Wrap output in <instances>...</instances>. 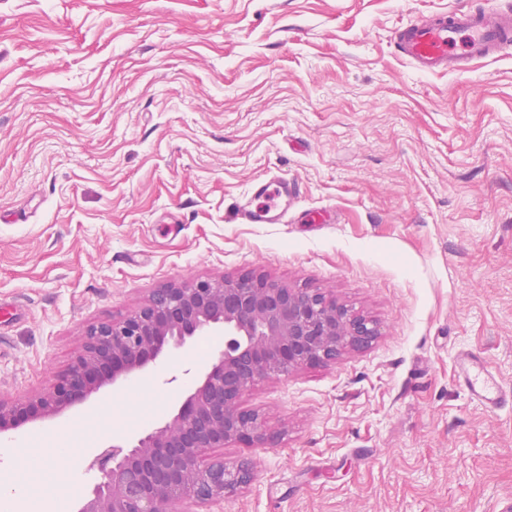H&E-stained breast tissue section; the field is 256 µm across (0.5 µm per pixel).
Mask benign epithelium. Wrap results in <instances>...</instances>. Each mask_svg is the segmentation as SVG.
<instances>
[{"instance_id": "obj_1", "label": "benign epithelium", "mask_w": 512, "mask_h": 512, "mask_svg": "<svg viewBox=\"0 0 512 512\" xmlns=\"http://www.w3.org/2000/svg\"><path fill=\"white\" fill-rule=\"evenodd\" d=\"M205 334L224 337V345L191 392L162 425L94 456L90 467L102 478L77 512H175L188 493L202 503L224 500L227 489L248 481L249 468L231 473L222 460L204 465L207 452L232 442H278L257 412L241 406L243 394L376 336L366 319L324 293L288 288L262 273L166 285L126 317L90 325L52 388L23 401L0 397V434L58 416L104 386H122L165 349Z\"/></svg>"}]
</instances>
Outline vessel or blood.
Listing matches in <instances>:
<instances>
[{
    "mask_svg": "<svg viewBox=\"0 0 512 512\" xmlns=\"http://www.w3.org/2000/svg\"><path fill=\"white\" fill-rule=\"evenodd\" d=\"M393 40L401 56L420 71L465 73L473 63L493 58L512 45V13L475 9L465 14H434L397 28ZM291 191L284 177L255 182L248 196L237 203L232 218L240 224L284 223ZM455 363L474 399L492 407L512 404V393L470 351H459Z\"/></svg>",
    "mask_w": 512,
    "mask_h": 512,
    "instance_id": "vessel-or-blood-1",
    "label": "vessel or blood"
}]
</instances>
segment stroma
Returning <instances> with one entry per match:
<instances>
[{
	"label": "stroma",
	"mask_w": 512,
	"mask_h": 512,
	"mask_svg": "<svg viewBox=\"0 0 512 512\" xmlns=\"http://www.w3.org/2000/svg\"><path fill=\"white\" fill-rule=\"evenodd\" d=\"M512 0H0V397L52 387L89 324L190 278L262 272L378 334L242 397L273 448L181 512H512V406L470 398L455 354L512 389V48L423 73L395 29ZM285 176L284 224H232ZM0 436L29 494L77 503L101 448L162 424L222 344ZM115 419L95 421L107 402ZM65 434L73 458L26 438Z\"/></svg>",
	"instance_id": "35a3bbf8"
}]
</instances>
